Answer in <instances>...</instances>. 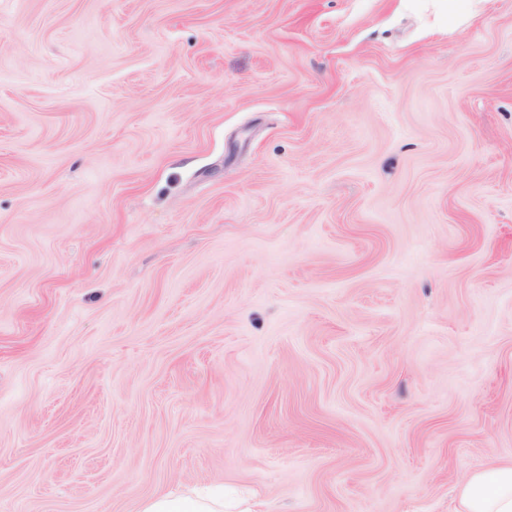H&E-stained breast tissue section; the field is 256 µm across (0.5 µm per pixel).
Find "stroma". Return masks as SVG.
Returning a JSON list of instances; mask_svg holds the SVG:
<instances>
[{
    "label": "stroma",
    "mask_w": 512,
    "mask_h": 512,
    "mask_svg": "<svg viewBox=\"0 0 512 512\" xmlns=\"http://www.w3.org/2000/svg\"><path fill=\"white\" fill-rule=\"evenodd\" d=\"M509 459L512 0H0V512Z\"/></svg>",
    "instance_id": "35a3bbf8"
}]
</instances>
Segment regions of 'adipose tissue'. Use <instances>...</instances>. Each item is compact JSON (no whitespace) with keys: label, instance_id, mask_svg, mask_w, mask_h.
Instances as JSON below:
<instances>
[{"label":"adipose tissue","instance_id":"1","mask_svg":"<svg viewBox=\"0 0 512 512\" xmlns=\"http://www.w3.org/2000/svg\"><path fill=\"white\" fill-rule=\"evenodd\" d=\"M458 512H512V460L470 475L459 486ZM139 512H255L233 491L214 485L184 494L162 493L142 502Z\"/></svg>","mask_w":512,"mask_h":512}]
</instances>
